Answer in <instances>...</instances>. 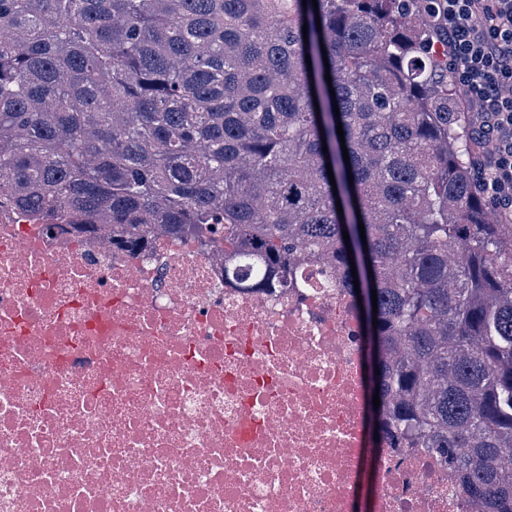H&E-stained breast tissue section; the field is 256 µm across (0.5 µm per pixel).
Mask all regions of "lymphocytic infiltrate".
<instances>
[{
  "label": "lymphocytic infiltrate",
  "instance_id": "lymphocytic-infiltrate-1",
  "mask_svg": "<svg viewBox=\"0 0 512 512\" xmlns=\"http://www.w3.org/2000/svg\"><path fill=\"white\" fill-rule=\"evenodd\" d=\"M450 72L465 92L482 156L481 194L512 211V0H442Z\"/></svg>",
  "mask_w": 512,
  "mask_h": 512
}]
</instances>
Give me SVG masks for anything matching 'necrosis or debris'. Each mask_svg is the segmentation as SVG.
Wrapping results in <instances>:
<instances>
[{"mask_svg": "<svg viewBox=\"0 0 512 512\" xmlns=\"http://www.w3.org/2000/svg\"><path fill=\"white\" fill-rule=\"evenodd\" d=\"M312 258L224 274V236L130 249L0 197V512H481L427 448L369 449L359 322Z\"/></svg>", "mask_w": 512, "mask_h": 512, "instance_id": "obj_1", "label": "necrosis or debris"}]
</instances>
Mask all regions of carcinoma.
<instances>
[{
	"instance_id": "cac0c4a2",
	"label": "carcinoma",
	"mask_w": 512,
	"mask_h": 512,
	"mask_svg": "<svg viewBox=\"0 0 512 512\" xmlns=\"http://www.w3.org/2000/svg\"><path fill=\"white\" fill-rule=\"evenodd\" d=\"M317 3L0 0V195L134 249L222 224L258 288L300 255L336 268L377 444L512 512V224L476 190L440 2Z\"/></svg>"
}]
</instances>
